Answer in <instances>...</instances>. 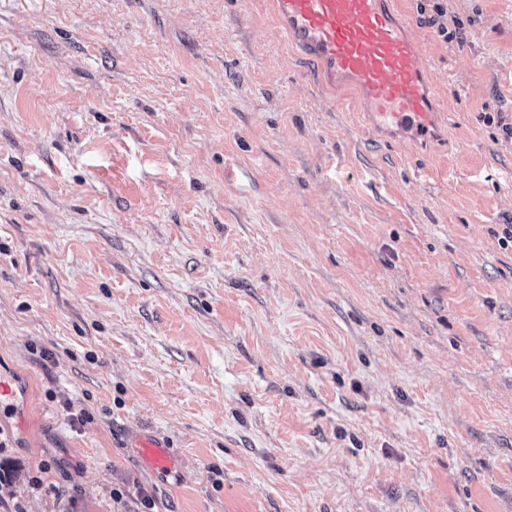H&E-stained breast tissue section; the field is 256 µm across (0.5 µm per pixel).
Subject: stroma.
<instances>
[{
    "label": "stroma",
    "mask_w": 512,
    "mask_h": 512,
    "mask_svg": "<svg viewBox=\"0 0 512 512\" xmlns=\"http://www.w3.org/2000/svg\"><path fill=\"white\" fill-rule=\"evenodd\" d=\"M401 8L424 137L268 0H0V512H512V0ZM10 408L18 415L28 407V393L11 380L0 377V408ZM131 448L157 478L166 480L179 478L180 460L177 454L163 441L147 435H138Z\"/></svg>",
    "instance_id": "obj_1"
}]
</instances>
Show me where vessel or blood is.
Listing matches in <instances>:
<instances>
[{
	"label": "vessel or blood",
	"instance_id": "1",
	"mask_svg": "<svg viewBox=\"0 0 512 512\" xmlns=\"http://www.w3.org/2000/svg\"><path fill=\"white\" fill-rule=\"evenodd\" d=\"M273 8L304 54L360 90L377 125L429 133L436 96L396 0H273ZM2 406L25 411L27 391L0 377ZM132 446L157 478H178L180 460L163 441L141 434Z\"/></svg>",
	"mask_w": 512,
	"mask_h": 512
}]
</instances>
